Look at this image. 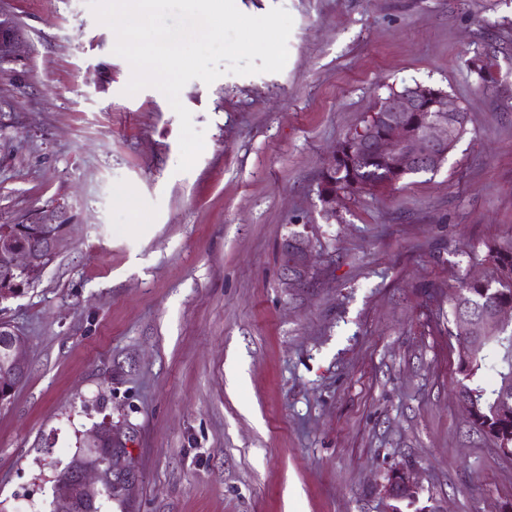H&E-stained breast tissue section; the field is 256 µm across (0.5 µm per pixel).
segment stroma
<instances>
[{
  "label": "stroma",
  "mask_w": 512,
  "mask_h": 512,
  "mask_svg": "<svg viewBox=\"0 0 512 512\" xmlns=\"http://www.w3.org/2000/svg\"><path fill=\"white\" fill-rule=\"evenodd\" d=\"M294 20L278 73L188 82L204 133L178 171L166 97L125 95L88 0H0V224L64 203L63 247L0 318L27 374L0 408V512H52L110 425L133 478L100 512H386L391 472L438 512H512V460L455 388L446 295L512 240V0H239ZM489 56L496 81L472 63ZM421 83L468 114L434 173L319 200L337 142ZM303 232L313 276L283 285Z\"/></svg>",
  "instance_id": "obj_1"
}]
</instances>
